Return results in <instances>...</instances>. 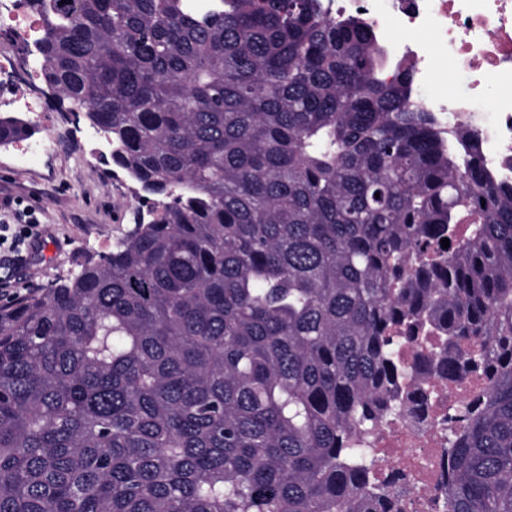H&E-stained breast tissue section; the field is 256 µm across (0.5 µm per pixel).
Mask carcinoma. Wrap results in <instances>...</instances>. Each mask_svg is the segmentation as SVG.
<instances>
[{
    "mask_svg": "<svg viewBox=\"0 0 512 512\" xmlns=\"http://www.w3.org/2000/svg\"><path fill=\"white\" fill-rule=\"evenodd\" d=\"M30 2L148 219L0 304V512H380L431 340L486 383L445 512H512V181L473 133L317 0Z\"/></svg>",
    "mask_w": 512,
    "mask_h": 512,
    "instance_id": "obj_1",
    "label": "carcinoma"
}]
</instances>
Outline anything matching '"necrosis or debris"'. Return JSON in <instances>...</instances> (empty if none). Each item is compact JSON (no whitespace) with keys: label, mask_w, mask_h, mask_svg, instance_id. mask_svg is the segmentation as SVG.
Instances as JSON below:
<instances>
[{"label":"necrosis or debris","mask_w":512,"mask_h":512,"mask_svg":"<svg viewBox=\"0 0 512 512\" xmlns=\"http://www.w3.org/2000/svg\"><path fill=\"white\" fill-rule=\"evenodd\" d=\"M319 2L328 16H361L381 38H388L395 28L408 32V39L393 43L392 49L400 61L412 65L413 85L423 93L424 108L446 124L474 132L486 167L498 177L512 180V0ZM423 31L434 34L449 71L466 78L465 92L454 96L425 94L432 71L427 49L417 39ZM1 34L23 48L43 39L45 29L29 0H0ZM0 78L16 87L13 110L42 127L40 135L14 142V159L22 165L37 162L54 150L57 140L54 129L46 123L51 104L36 90L41 64L35 60L21 70L13 53L0 52ZM401 355L409 365L428 372L439 399L425 413L418 406L407 407L379 433L375 440L379 465L407 477L400 512H445L446 416L461 400L473 399L480 383L471 376L448 379L432 371L428 346H407Z\"/></svg>","instance_id":"1"}]
</instances>
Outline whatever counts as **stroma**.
<instances>
[{
  "label": "stroma",
  "instance_id": "35a3bbf8",
  "mask_svg": "<svg viewBox=\"0 0 512 512\" xmlns=\"http://www.w3.org/2000/svg\"><path fill=\"white\" fill-rule=\"evenodd\" d=\"M74 119V113L61 111L56 152L31 168H19L0 150V200L13 202L0 221L12 222L14 212L28 208L39 221L31 257L13 273L15 287L47 286L72 271L76 259L110 251L138 218L135 183L113 174L111 164L96 161Z\"/></svg>",
  "mask_w": 512,
  "mask_h": 512
}]
</instances>
